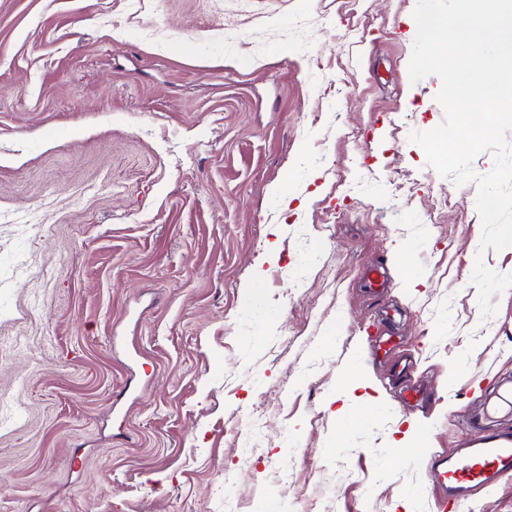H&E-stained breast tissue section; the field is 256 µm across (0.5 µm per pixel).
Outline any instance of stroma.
I'll list each match as a JSON object with an SVG mask.
<instances>
[{"instance_id": "1", "label": "stroma", "mask_w": 512, "mask_h": 512, "mask_svg": "<svg viewBox=\"0 0 512 512\" xmlns=\"http://www.w3.org/2000/svg\"><path fill=\"white\" fill-rule=\"evenodd\" d=\"M415 6L0 0V512H434L512 382L471 281L512 247L409 139Z\"/></svg>"}]
</instances>
